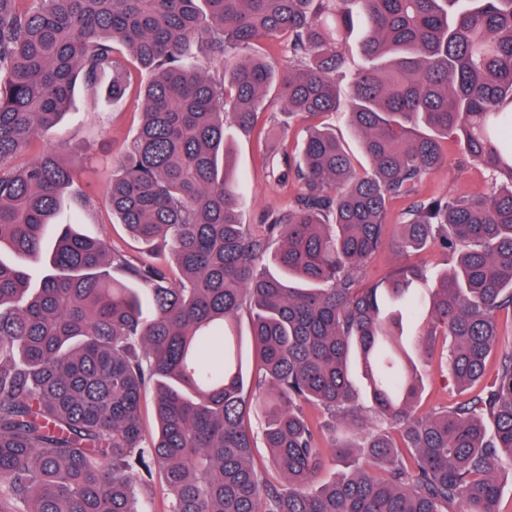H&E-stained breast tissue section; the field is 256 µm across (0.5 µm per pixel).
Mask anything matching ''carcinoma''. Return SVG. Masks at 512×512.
Wrapping results in <instances>:
<instances>
[{"instance_id": "1", "label": "carcinoma", "mask_w": 512, "mask_h": 512, "mask_svg": "<svg viewBox=\"0 0 512 512\" xmlns=\"http://www.w3.org/2000/svg\"><path fill=\"white\" fill-rule=\"evenodd\" d=\"M0 0V512H149L129 485L163 473L167 512H500L512 469V351L487 366L512 317V0ZM360 28L365 64L350 69ZM275 44L292 65L261 54ZM124 49L150 70L142 122L108 190L112 213L178 275L54 218L78 176L60 141L16 159L60 122L78 78ZM350 96L369 168L313 120ZM277 97L267 100L270 89ZM277 106L311 121L288 165L299 192L252 227L224 120L249 133ZM453 143L495 180L480 195L415 197ZM408 199L388 242L389 203ZM403 261L367 282L370 257ZM440 250L432 275L411 260ZM273 264L277 273L266 270ZM434 277L415 350L383 298ZM258 362L252 397L226 329L242 310ZM470 397L416 412L428 342ZM357 359L377 424L350 379ZM156 386L158 431L141 397ZM342 458L368 449L381 473L347 466L318 484L323 426ZM284 478L254 468V433ZM461 503L465 508L457 510ZM155 387L148 385L142 394L141 400V414L142 426L144 434L147 438L151 437L156 432V416L154 409Z\"/></svg>"}]
</instances>
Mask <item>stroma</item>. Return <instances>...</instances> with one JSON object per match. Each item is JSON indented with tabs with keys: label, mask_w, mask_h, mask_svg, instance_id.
Wrapping results in <instances>:
<instances>
[{
	"label": "stroma",
	"mask_w": 512,
	"mask_h": 512,
	"mask_svg": "<svg viewBox=\"0 0 512 512\" xmlns=\"http://www.w3.org/2000/svg\"><path fill=\"white\" fill-rule=\"evenodd\" d=\"M144 74L133 72L132 88L127 96L112 99L109 89L111 74H104L93 85L77 83L69 109L55 129L57 138L74 146L73 158L80 174L67 193V206L62 221L76 224L87 236L102 238L134 258H148L147 247L133 238L124 225L114 218L108 205L107 192L113 168L121 147L135 136L140 121L142 100L137 89ZM290 127L280 141L278 161H286L301 143L306 122L301 117L284 118L279 112L259 113L256 131L252 134L229 129L233 146L234 172L244 184V202L240 210L242 223H260L264 214L283 208L296 194L299 185L293 177L273 174L265 163L267 154L265 132L279 127L281 122ZM492 181L483 169L461 163L456 151L437 171L430 174L420 188L421 194L444 195L450 191L482 192L490 190ZM92 199L93 208H85V199ZM425 390L417 405L424 413L442 405L452 406L464 395L453 385L446 364L433 358L422 368Z\"/></svg>",
	"instance_id": "stroma-1"
}]
</instances>
